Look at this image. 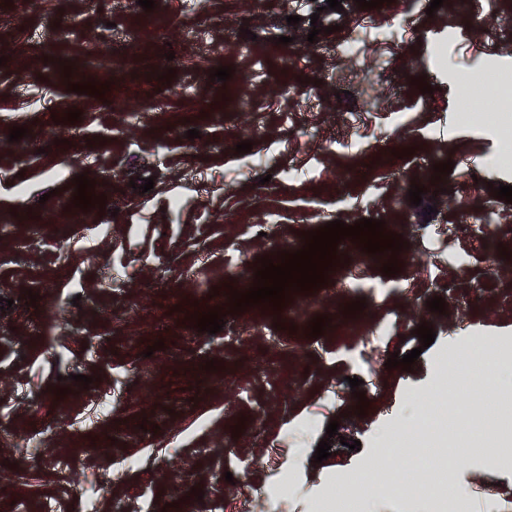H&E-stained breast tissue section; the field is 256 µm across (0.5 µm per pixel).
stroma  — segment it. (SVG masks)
<instances>
[{
  "label": "stroma",
  "mask_w": 512,
  "mask_h": 512,
  "mask_svg": "<svg viewBox=\"0 0 512 512\" xmlns=\"http://www.w3.org/2000/svg\"><path fill=\"white\" fill-rule=\"evenodd\" d=\"M155 2L42 0L27 17L0 0V297L13 302L0 312V512H314L355 495L344 476L375 460L440 361L481 340L512 357V204L491 192L512 167L483 165L512 129L458 114L463 76L492 70L512 95V0L431 15L430 0H316V17L292 0ZM221 66L231 78L211 80ZM68 67L105 95L68 91ZM16 126L28 133L13 142ZM447 161L440 193L411 204ZM81 174L107 200L74 224ZM148 177L150 191L131 187ZM477 209L484 237L464 217ZM362 218L406 241L399 273L345 239L325 285L198 332L194 312L228 307L258 258ZM437 296L445 313L427 307ZM317 316L330 324L314 338ZM417 347L412 371L386 369ZM333 420L340 438L315 463ZM33 431L46 435L35 451ZM440 445L453 449L442 475L377 493L378 512H456L458 495L470 512H512V456L453 433Z\"/></svg>",
  "instance_id": "stroma-1"
}]
</instances>
